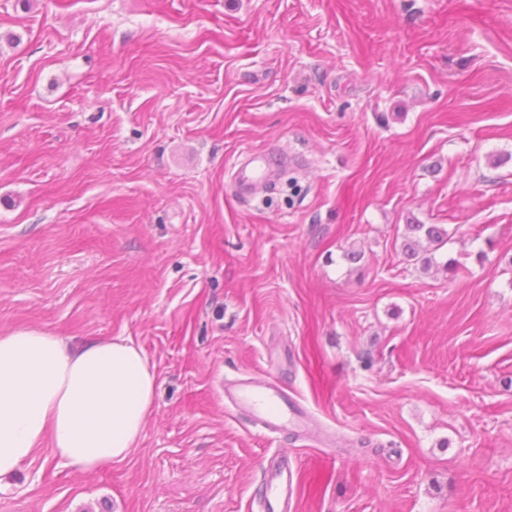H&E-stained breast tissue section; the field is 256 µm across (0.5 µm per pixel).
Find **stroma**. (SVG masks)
<instances>
[{
  "instance_id": "obj_1",
  "label": "stroma",
  "mask_w": 512,
  "mask_h": 512,
  "mask_svg": "<svg viewBox=\"0 0 512 512\" xmlns=\"http://www.w3.org/2000/svg\"><path fill=\"white\" fill-rule=\"evenodd\" d=\"M416 223L449 233L427 269ZM21 329L131 341L157 387L125 460L40 448L0 512H262L276 451L295 512H512V0H0ZM243 378L307 430L225 408ZM272 167L265 156H254L247 164H235L234 181L239 192L242 194L256 183L267 180L272 175ZM422 242L442 247L448 242V230L441 224H409L403 235L402 252L408 259H418Z\"/></svg>"
}]
</instances>
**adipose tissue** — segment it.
<instances>
[{
	"instance_id": "1",
	"label": "adipose tissue",
	"mask_w": 512,
	"mask_h": 512,
	"mask_svg": "<svg viewBox=\"0 0 512 512\" xmlns=\"http://www.w3.org/2000/svg\"><path fill=\"white\" fill-rule=\"evenodd\" d=\"M156 374L123 339L70 344L38 329L0 336V479L42 445L86 472L137 448Z\"/></svg>"
}]
</instances>
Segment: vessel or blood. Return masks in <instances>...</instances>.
Masks as SVG:
<instances>
[{
  "instance_id": "vessel-or-blood-1",
  "label": "vessel or blood",
  "mask_w": 512,
  "mask_h": 512,
  "mask_svg": "<svg viewBox=\"0 0 512 512\" xmlns=\"http://www.w3.org/2000/svg\"><path fill=\"white\" fill-rule=\"evenodd\" d=\"M234 169V181L241 191L267 180L273 172L271 163L264 156L252 157L247 164H235ZM222 389L225 402L260 421L268 431H281L291 423L300 427L305 424L285 386L253 380H227ZM297 491V476L287 458L276 456L262 471L264 512H288V505L296 499Z\"/></svg>"
}]
</instances>
